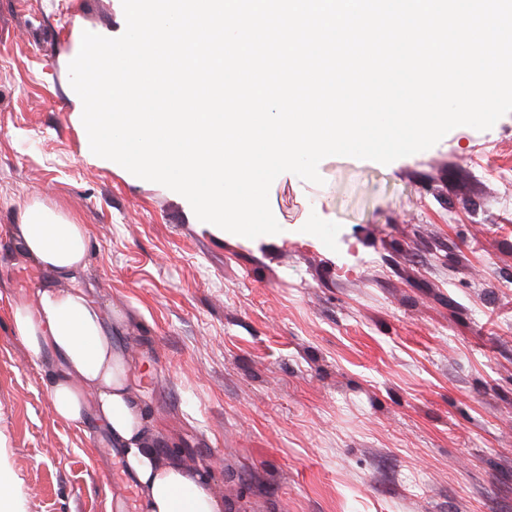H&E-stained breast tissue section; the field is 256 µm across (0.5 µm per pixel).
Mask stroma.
<instances>
[{
    "label": "stroma",
    "instance_id": "35a3bbf8",
    "mask_svg": "<svg viewBox=\"0 0 512 512\" xmlns=\"http://www.w3.org/2000/svg\"><path fill=\"white\" fill-rule=\"evenodd\" d=\"M121 0H0V458L20 512H128L93 417L53 416L47 360L7 318L51 276L15 226L39 202L91 229L76 283L131 360L155 446L224 512H512V114L383 165L274 180L287 233L203 225L88 148L69 82ZM310 224L320 233L307 232Z\"/></svg>",
    "mask_w": 512,
    "mask_h": 512
}]
</instances>
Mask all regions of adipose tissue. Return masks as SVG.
<instances>
[{"label": "adipose tissue", "mask_w": 512, "mask_h": 512, "mask_svg": "<svg viewBox=\"0 0 512 512\" xmlns=\"http://www.w3.org/2000/svg\"><path fill=\"white\" fill-rule=\"evenodd\" d=\"M22 255L63 280L39 289L35 303L16 301L9 317L33 358L52 355L56 373L49 387L55 416L79 423L93 412L120 449L135 480L142 512H224V501L207 479L191 478L154 448L150 425L130 386L126 356L112 343L99 305L76 288L86 265L91 231L62 210L33 203L16 227Z\"/></svg>", "instance_id": "ef3b65f1"}]
</instances>
